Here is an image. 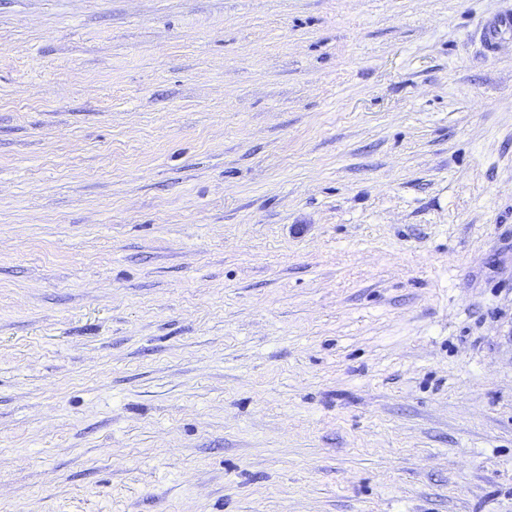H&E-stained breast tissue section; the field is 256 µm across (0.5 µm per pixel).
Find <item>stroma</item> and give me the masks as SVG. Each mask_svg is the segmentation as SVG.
Instances as JSON below:
<instances>
[{
	"label": "stroma",
	"instance_id": "1",
	"mask_svg": "<svg viewBox=\"0 0 512 512\" xmlns=\"http://www.w3.org/2000/svg\"><path fill=\"white\" fill-rule=\"evenodd\" d=\"M512 0H0V512H512Z\"/></svg>",
	"mask_w": 512,
	"mask_h": 512
}]
</instances>
